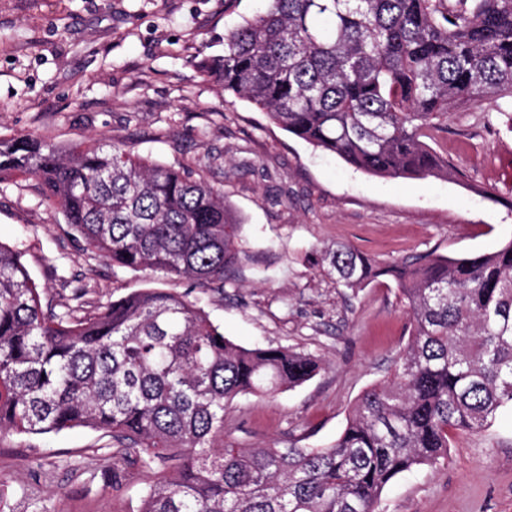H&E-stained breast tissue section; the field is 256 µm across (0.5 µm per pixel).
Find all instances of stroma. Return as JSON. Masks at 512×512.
<instances>
[{"instance_id": "1", "label": "stroma", "mask_w": 512, "mask_h": 512, "mask_svg": "<svg viewBox=\"0 0 512 512\" xmlns=\"http://www.w3.org/2000/svg\"><path fill=\"white\" fill-rule=\"evenodd\" d=\"M265 0H0V135L66 145L123 143L163 163L190 162L223 187L241 221L242 262L223 291L148 269H112L83 251L35 181L0 183V242L21 251L43 309L92 314L132 292L184 296L237 344L321 357L312 380L269 399L235 398L224 443L322 448L358 399L387 379L409 339L395 282L358 292L317 262L346 245L380 265L435 251L453 258L512 241V100L448 115L435 149L451 180H387L328 156L224 94L196 67ZM110 437L85 428L15 435L0 446V512H140L152 477L112 467ZM383 512H512V408L453 432L448 458L401 474Z\"/></svg>"}]
</instances>
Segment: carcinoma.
Segmentation results:
<instances>
[{
	"label": "carcinoma",
	"mask_w": 512,
	"mask_h": 512,
	"mask_svg": "<svg viewBox=\"0 0 512 512\" xmlns=\"http://www.w3.org/2000/svg\"><path fill=\"white\" fill-rule=\"evenodd\" d=\"M224 33L201 73L276 125L349 166L389 179L451 172L429 144L448 113L512 98V0H267ZM34 179L83 248L112 269H151L224 290L240 219L224 189L187 164L127 145L62 147L0 137V181ZM322 262L357 289L395 281L410 337L391 376L367 389L325 448H229L224 410L273 398L322 360L244 347L186 297L160 288L100 312L46 313L0 243V442L73 427L106 431L113 458L154 471L142 512H379L385 487L448 457L450 434L512 406V241L473 257L433 252L380 267L357 250Z\"/></svg>",
	"instance_id": "cac0c4a2"
}]
</instances>
